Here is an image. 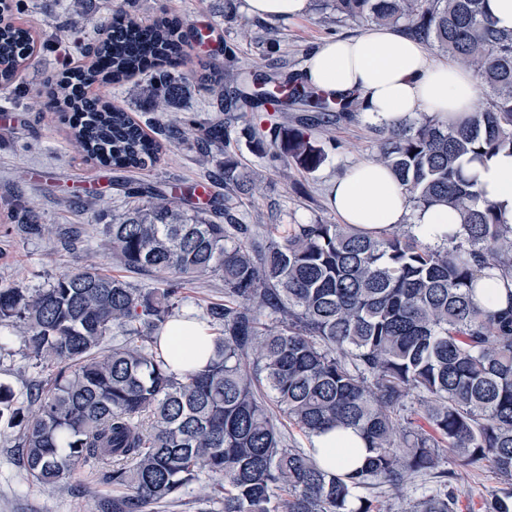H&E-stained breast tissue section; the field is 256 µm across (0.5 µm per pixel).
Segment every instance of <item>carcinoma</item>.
Segmentation results:
<instances>
[{
    "instance_id": "1",
    "label": "carcinoma",
    "mask_w": 512,
    "mask_h": 512,
    "mask_svg": "<svg viewBox=\"0 0 512 512\" xmlns=\"http://www.w3.org/2000/svg\"><path fill=\"white\" fill-rule=\"evenodd\" d=\"M113 10L106 37L85 49L82 68L59 83L75 116L78 150L116 170L154 165L187 143L199 162L224 155V223L212 219L198 187L162 189L112 214V257L125 269L155 274L136 288L92 264L42 288H0V327L22 334L32 356L56 365L49 388L18 405L0 384V419L21 431L20 468L50 487L87 466L124 489L100 512H147L180 498L202 479L224 487L221 512H385L380 490L402 495L406 479L433 484L410 512H457L453 472L491 462L499 487L484 512H512V291L492 310L477 299L484 269L512 278V225L479 203L463 162L512 152V32L498 29L485 0H315L318 10L358 26L399 28L471 70L490 92L475 115L456 123L428 113L419 121L376 126L374 160L387 166L417 209L448 206L462 220L442 244L422 242L399 225L379 233L351 224H289L262 235L242 224L230 201L258 190L257 178L226 150L221 121L208 125L183 110L197 92L221 112H279L299 105L294 123L249 127V145L298 171L328 159L312 131L352 121L356 97L328 96L300 74L249 71L224 45V65L175 69L190 38L177 12L142 24ZM35 51L32 30L0 13V84L11 85ZM151 71L139 107L158 114L151 137L129 112L90 90ZM18 219L38 233L33 207ZM213 275L224 303L208 311L214 351L199 371L178 377L159 331L181 303V289ZM124 342L108 345L112 329ZM428 428L405 418L408 399ZM311 440L330 428L357 429L371 455L354 470L331 471L316 450L291 448L271 406Z\"/></svg>"
}]
</instances>
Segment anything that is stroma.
<instances>
[{
	"label": "stroma",
	"instance_id": "1",
	"mask_svg": "<svg viewBox=\"0 0 512 512\" xmlns=\"http://www.w3.org/2000/svg\"><path fill=\"white\" fill-rule=\"evenodd\" d=\"M175 9L188 30L214 27L218 37L210 42H191L181 70L193 74L200 61L224 62L225 45H234L240 61L279 67L282 72L301 69L317 43L333 36H350L358 31L349 21H336L312 9L305 16L277 21L281 48L266 51V32L253 28L242 38L235 27L224 24V0H138L135 15L147 21L162 10ZM13 20L37 33L34 58L22 71L15 91L0 90V288H38L53 277L87 264L103 273L122 274L105 244L103 227L94 223L98 207L93 198L105 195L111 208L126 203L125 186L144 188L178 183L209 185L212 193L223 194V181H210L208 169L199 163L194 150L172 148L164 160L133 172L102 167L76 151L68 119L59 112L32 110L33 101H47L50 86L63 72V55L80 61L81 47L99 37L92 26L83 24L74 0H21ZM248 118H232L231 137L245 169L256 172L261 190L236 198L234 204L246 224L339 223L331 207L327 188L354 163L372 158L375 135L372 121L359 114L354 122L315 130L320 141H334L335 150L314 173L292 172L283 176L280 161L260 157L248 146ZM34 207L39 223L52 226L53 234L40 235L14 221L15 205ZM180 311L206 319L207 309L224 300L221 278L210 277L184 286ZM51 364H36L22 335L13 332L0 345V382L9 385L19 405H26L30 392L45 385L55 373ZM18 428L0 422V512H98L101 501L118 494V487L102 478L79 471L55 487L28 480L19 468L14 448ZM459 494V512H482L486 497L497 486L488 463L460 470L452 481Z\"/></svg>",
	"mask_w": 512,
	"mask_h": 512
}]
</instances>
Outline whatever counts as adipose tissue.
Returning <instances> with one entry per match:
<instances>
[{
	"instance_id": "ef3b65f1",
	"label": "adipose tissue",
	"mask_w": 512,
	"mask_h": 512,
	"mask_svg": "<svg viewBox=\"0 0 512 512\" xmlns=\"http://www.w3.org/2000/svg\"><path fill=\"white\" fill-rule=\"evenodd\" d=\"M304 72L326 92L358 95L377 124L414 112L453 120L476 112L483 101L469 69L434 60L423 42L388 26L367 25L358 35L324 40L309 53ZM464 170L475 178L482 200L495 204L501 220L512 225V154L475 159ZM329 200L345 223L366 231L408 223L432 245L460 223L458 212L446 207L412 209L393 174L373 160L352 165L336 179ZM161 336L175 374L203 367L213 355L205 322L173 319ZM313 444L320 462L332 469L359 467L368 454L365 441L352 429L319 434Z\"/></svg>"
}]
</instances>
